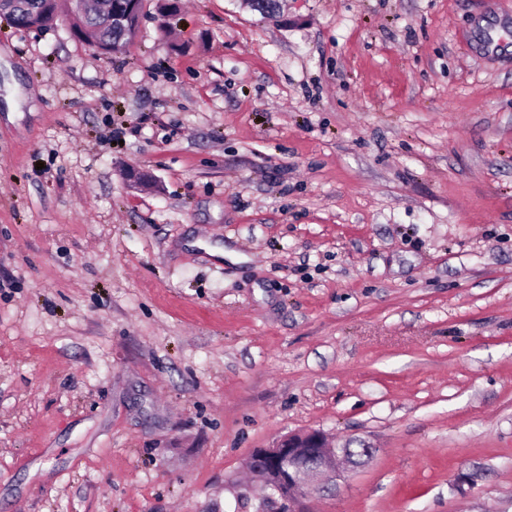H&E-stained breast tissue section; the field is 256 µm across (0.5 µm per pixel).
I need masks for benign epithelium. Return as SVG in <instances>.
I'll list each match as a JSON object with an SVG mask.
<instances>
[{
  "mask_svg": "<svg viewBox=\"0 0 512 512\" xmlns=\"http://www.w3.org/2000/svg\"><path fill=\"white\" fill-rule=\"evenodd\" d=\"M143 0H121L112 11V22L140 15ZM374 453L368 444L354 456L348 448H332L319 430L290 435L271 448H257L250 455L251 469L271 489L260 512H305L303 501L328 488L337 477L365 463Z\"/></svg>",
  "mask_w": 512,
  "mask_h": 512,
  "instance_id": "benign-epithelium-1",
  "label": "benign epithelium"
}]
</instances>
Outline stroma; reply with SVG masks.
Segmentation results:
<instances>
[{
  "mask_svg": "<svg viewBox=\"0 0 512 512\" xmlns=\"http://www.w3.org/2000/svg\"><path fill=\"white\" fill-rule=\"evenodd\" d=\"M163 2L0 17V512H512V0ZM119 6L114 8L117 0H95L91 1L92 4L85 8L83 12L78 14L73 23L72 27L75 33L80 37L95 38L99 42V46L103 49L110 51H116L119 49L121 44H126L132 41L129 34L130 29L136 28L138 21L136 18H132L134 15L139 16L143 10L142 0H120ZM114 8V11L112 10ZM105 9L112 11V19H107L110 23L112 20V26L116 22L121 20H130L128 32L122 28L107 27L100 30L97 33H90L88 27L94 23V19L97 18ZM373 453L369 444H362L357 457L350 448H331L319 430L289 435L272 448L255 449L250 455L251 469L264 479L268 490L276 491L269 490L260 511L305 512L303 501L312 492L328 488Z\"/></svg>",
  "mask_w": 512,
  "mask_h": 512,
  "instance_id": "stroma-1",
  "label": "stroma"
}]
</instances>
